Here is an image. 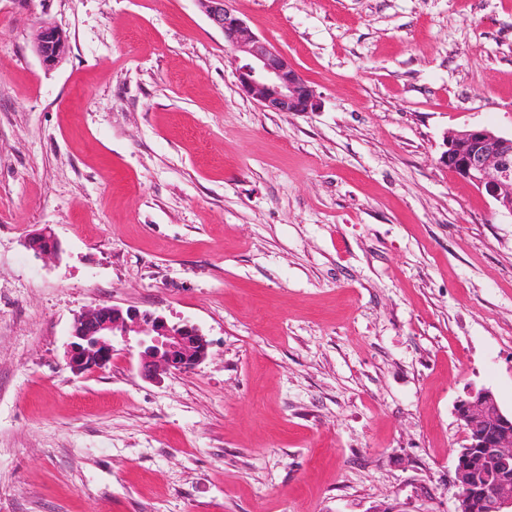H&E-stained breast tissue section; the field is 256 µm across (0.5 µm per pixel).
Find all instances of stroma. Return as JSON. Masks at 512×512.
I'll return each instance as SVG.
<instances>
[{
  "label": "stroma",
  "mask_w": 512,
  "mask_h": 512,
  "mask_svg": "<svg viewBox=\"0 0 512 512\" xmlns=\"http://www.w3.org/2000/svg\"><path fill=\"white\" fill-rule=\"evenodd\" d=\"M235 6L316 111L246 97L198 0H0V512H455L457 401L512 412V217L439 162L512 134V0ZM99 304L210 355L74 375ZM34 52L40 62L50 68L62 61L70 50L69 39L63 30L45 23L34 42ZM26 246L35 257L44 261L57 256L60 251L58 240L47 229L29 236L26 240Z\"/></svg>",
  "instance_id": "stroma-1"
}]
</instances>
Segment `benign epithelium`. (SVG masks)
Instances as JSON below:
<instances>
[{"mask_svg": "<svg viewBox=\"0 0 512 512\" xmlns=\"http://www.w3.org/2000/svg\"><path fill=\"white\" fill-rule=\"evenodd\" d=\"M202 4L227 45L238 52L236 74L246 96L270 112L318 108L313 88L286 56L250 31L234 0H202ZM69 50L63 30L49 23L41 26L34 52L44 66L57 65ZM440 163L512 216V136L483 126L455 130L447 135ZM26 246L44 261L60 251L58 240L47 229L29 236ZM118 338L124 350L136 357L138 372L148 381L195 369L210 349V341L189 321L171 323L153 312L102 304L74 317L66 346L67 367L75 374L109 368ZM455 412L468 440L456 456L455 512H512V414L504 413L487 389L470 392L458 401ZM483 466L490 477L481 482L475 471Z\"/></svg>", "mask_w": 512, "mask_h": 512, "instance_id": "7a95c632", "label": "benign epithelium"}]
</instances>
